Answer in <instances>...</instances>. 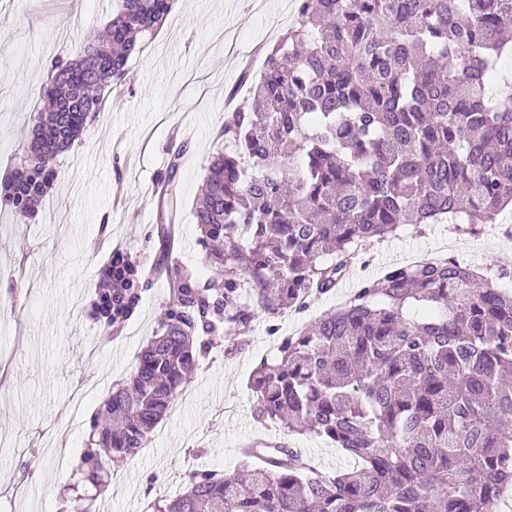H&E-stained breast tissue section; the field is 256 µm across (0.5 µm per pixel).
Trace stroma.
Listing matches in <instances>:
<instances>
[{
  "label": "stroma",
  "instance_id": "obj_1",
  "mask_svg": "<svg viewBox=\"0 0 512 512\" xmlns=\"http://www.w3.org/2000/svg\"><path fill=\"white\" fill-rule=\"evenodd\" d=\"M113 0H0V172L23 152L24 135L41 105L53 58L75 56L85 34L112 17ZM292 0H177L153 40L132 54L100 117L54 162L57 179L34 221L0 212V497L13 512H73L63 495L72 472L38 452L54 441L64 408L79 381L125 380L141 347L169 304V283H150L134 315L104 336L90 315L99 272L120 249L149 270L158 259L159 211L153 183L172 146L186 143L189 163L178 172V239L169 258L199 280L212 275L194 220L206 158L224 123V100L248 102L239 76L260 49L294 24ZM452 250L460 261L512 264V236L490 227L478 234L451 224L405 227L388 239L360 242L351 272L331 293L278 317L258 313L250 329L228 323L224 343L201 359L187 387L189 399L157 425L135 458L113 463V488L96 512H140L143 501L182 490L186 463L230 472L239 446L255 434L302 449L326 474L349 467L338 448L312 434L289 433L254 415L250 378L262 359H275L280 337L344 303L366 278L380 277L413 254ZM33 459L24 495H14L21 464Z\"/></svg>",
  "mask_w": 512,
  "mask_h": 512
}]
</instances>
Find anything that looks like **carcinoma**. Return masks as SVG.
<instances>
[{
    "mask_svg": "<svg viewBox=\"0 0 512 512\" xmlns=\"http://www.w3.org/2000/svg\"><path fill=\"white\" fill-rule=\"evenodd\" d=\"M104 32L77 58L54 60L48 106L0 184V208L25 224L66 151L129 56L175 0H116ZM297 25L268 50L253 96L224 120L206 159L194 217L213 266L202 286L170 279L171 303L130 377L89 419L82 481H112L103 458H132L186 376L221 344L224 322L248 327V292L274 315L304 308L346 276L355 245L406 225L466 224L471 234L512 206V0H296ZM180 144L158 180L176 210ZM158 261L175 235L157 225ZM100 270L103 333L125 322L146 287L126 253ZM250 388L255 416L312 433L358 464L329 476L301 449L252 445L231 473L197 471L153 512H499L512 484V266L478 272L456 258L397 265L342 305L284 337Z\"/></svg>",
    "mask_w": 512,
    "mask_h": 512,
    "instance_id": "cac0c4a2",
    "label": "carcinoma"
}]
</instances>
